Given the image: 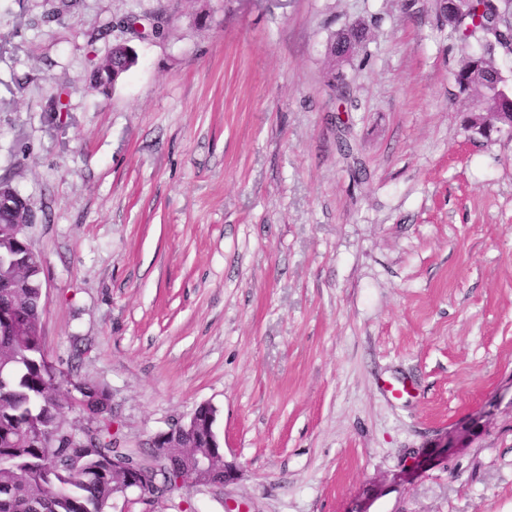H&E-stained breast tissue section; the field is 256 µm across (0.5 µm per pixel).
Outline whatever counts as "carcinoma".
<instances>
[{
	"label": "carcinoma",
	"mask_w": 512,
	"mask_h": 512,
	"mask_svg": "<svg viewBox=\"0 0 512 512\" xmlns=\"http://www.w3.org/2000/svg\"><path fill=\"white\" fill-rule=\"evenodd\" d=\"M440 25L454 40L475 39L480 45L454 74L458 94L470 102L467 129L489 137L508 127L512 82L503 77L497 61L512 57V0H457ZM368 34L364 21H354L332 35L327 54L349 61ZM128 55V48L114 46L92 75L95 86L109 90L108 70L125 66ZM15 221V215L0 213V278L13 281L7 300L35 325L42 316V290L34 261H16L25 253L26 240L9 228ZM51 368L38 337L0 335V512H112L115 499L127 495L122 480L126 466L138 470L148 486H159L163 495L167 485L194 473V453L223 462L224 449L203 448L197 439L192 453L155 448L148 459L114 447L109 389L74 382L70 376L53 384ZM68 409L82 414L81 425L69 421ZM199 414L187 422L192 434L215 423L211 404H202Z\"/></svg>",
	"instance_id": "1"
}]
</instances>
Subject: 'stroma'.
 I'll return each instance as SVG.
<instances>
[{"label": "stroma", "instance_id": "stroma-1", "mask_svg": "<svg viewBox=\"0 0 512 512\" xmlns=\"http://www.w3.org/2000/svg\"><path fill=\"white\" fill-rule=\"evenodd\" d=\"M477 49L431 0H0L46 355L137 457L211 404L238 471L125 512H512V138L465 128ZM369 34L368 25L362 21H354L343 29L334 33L327 42V54L336 64V56H343L350 61L359 47L367 40ZM128 50V48L122 45H116L112 48L110 56L105 59L103 64L100 65L92 75V81L96 87L101 88L103 91H107L111 88L108 79V70L112 67L120 68L125 66L129 55Z\"/></svg>", "mask_w": 512, "mask_h": 512}]
</instances>
